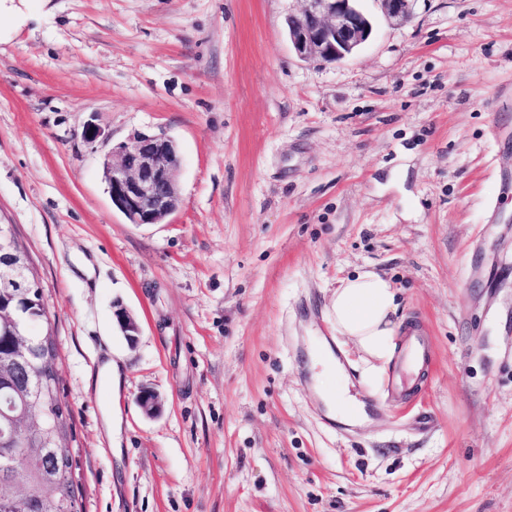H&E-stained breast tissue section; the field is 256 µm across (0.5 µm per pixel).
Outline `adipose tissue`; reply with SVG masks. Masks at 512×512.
<instances>
[{
	"instance_id": "ef3b65f1",
	"label": "adipose tissue",
	"mask_w": 512,
	"mask_h": 512,
	"mask_svg": "<svg viewBox=\"0 0 512 512\" xmlns=\"http://www.w3.org/2000/svg\"><path fill=\"white\" fill-rule=\"evenodd\" d=\"M397 290L380 273L365 270L338 281L329 309V324L340 346L353 347L352 365L364 385H377L393 362L397 348L395 315ZM320 372L319 392L326 404L343 412L349 399L343 382V367L328 348H321L314 359Z\"/></svg>"
}]
</instances>
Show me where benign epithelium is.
<instances>
[{
    "instance_id": "7a95c632",
    "label": "benign epithelium",
    "mask_w": 512,
    "mask_h": 512,
    "mask_svg": "<svg viewBox=\"0 0 512 512\" xmlns=\"http://www.w3.org/2000/svg\"><path fill=\"white\" fill-rule=\"evenodd\" d=\"M298 15L288 20V38L302 60L336 63L356 53L373 34L369 16L357 0H300ZM384 14L397 22L409 19L412 0H378ZM180 155L167 132L142 134L112 147L104 156L103 175L112 206L131 224H163L181 202L177 174ZM117 323L140 334L135 318L122 306L114 310ZM20 353L18 367L42 373L57 369L54 359L31 348L26 334H14Z\"/></svg>"
}]
</instances>
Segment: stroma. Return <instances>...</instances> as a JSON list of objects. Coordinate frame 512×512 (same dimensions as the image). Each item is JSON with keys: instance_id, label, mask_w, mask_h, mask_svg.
<instances>
[{"instance_id": "1", "label": "stroma", "mask_w": 512, "mask_h": 512, "mask_svg": "<svg viewBox=\"0 0 512 512\" xmlns=\"http://www.w3.org/2000/svg\"><path fill=\"white\" fill-rule=\"evenodd\" d=\"M358 4L339 63L295 54L299 0H40L0 43V224L56 315L83 512H512V0ZM90 123L175 138L167 223L113 207ZM363 269L434 360L403 402L349 372L386 407L337 430L312 355ZM9 226L12 225L0 224V241L2 242L4 248L10 249L11 253L13 254V256H15V258L18 261L23 262V265L26 268L28 282L35 285V283L38 282V280L34 272L32 271L29 256L27 252L15 240Z\"/></svg>"}]
</instances>
